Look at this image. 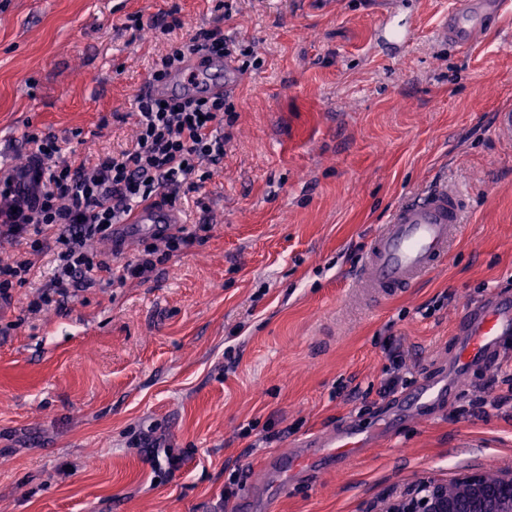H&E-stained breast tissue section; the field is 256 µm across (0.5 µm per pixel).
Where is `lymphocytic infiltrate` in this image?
<instances>
[{"label":"lymphocytic infiltrate","instance_id":"1","mask_svg":"<svg viewBox=\"0 0 512 512\" xmlns=\"http://www.w3.org/2000/svg\"><path fill=\"white\" fill-rule=\"evenodd\" d=\"M200 49L240 57L246 68L254 55L251 46L226 40L220 27L202 28L188 40L170 43L153 60L151 79L161 80ZM233 109L224 95L166 102L138 95L130 148L99 158L89 168L68 161L54 135L25 132L37 159L34 191L17 189L12 175L0 178V235L25 244L26 252L0 264V300L11 301L15 288L31 282L36 260L46 252L53 256L52 273L28 304L34 314L87 284L120 288L148 279L164 258L190 246L198 231L184 224L166 237L164 250L146 245L133 261L100 259L88 243L110 235L145 201L159 197L173 206L196 191L209 177L206 164L224 158L229 137L221 125Z\"/></svg>","mask_w":512,"mask_h":512}]
</instances>
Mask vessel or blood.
Masks as SVG:
<instances>
[{"label":"vessel or blood","instance_id":"vessel-or-blood-1","mask_svg":"<svg viewBox=\"0 0 512 512\" xmlns=\"http://www.w3.org/2000/svg\"><path fill=\"white\" fill-rule=\"evenodd\" d=\"M399 0H388L378 28L379 49L403 47L409 36L406 26L393 24ZM512 10V0H452L448 14L436 28V37L462 48H470L490 20ZM239 72L232 58L199 52L189 55L180 71L160 81L147 82L144 94L188 98L199 94L233 92ZM469 204L466 190L435 181L427 188L400 200L387 221L373 235L362 262L352 277V288L375 302H385L413 287L427 274L444 265L453 244L461 237ZM180 218L168 206L146 203L135 209L126 223L116 225L107 248H129L141 237L162 238L172 232ZM467 336L456 354V364L465 369L482 357L503 336L512 335V296L498 297L491 304L472 305L462 322ZM443 382H427L401 396V404L423 412L443 394ZM377 432L356 423H346L342 433L306 438L288 451L266 461L280 484L302 472L333 466L349 457Z\"/></svg>","mask_w":512,"mask_h":512}]
</instances>
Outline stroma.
I'll list each match as a JSON object with an SVG mask.
<instances>
[{
	"label": "stroma",
	"mask_w": 512,
	"mask_h": 512,
	"mask_svg": "<svg viewBox=\"0 0 512 512\" xmlns=\"http://www.w3.org/2000/svg\"><path fill=\"white\" fill-rule=\"evenodd\" d=\"M449 2L405 0L410 40L381 52V0H234L226 19L215 0H0L5 167L26 163V131L78 163L130 147L133 120L113 115L133 111L168 38L218 26L258 57L230 96L223 161L177 205L206 227L193 245L148 280L31 315L45 255L6 304L0 512H226L228 485L255 512H364L429 474L512 467V388L496 379L512 335L455 369L467 305L512 293V141L491 122L512 106V14L463 50L435 39ZM173 9L184 26L166 36ZM434 179L471 193L446 264L393 300H356L348 275L371 235ZM392 338L400 392L438 379L451 392L271 500L265 460L393 413ZM269 426L284 438L265 441Z\"/></svg>",
	"instance_id": "obj_1"
}]
</instances>
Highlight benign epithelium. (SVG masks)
Returning a JSON list of instances; mask_svg holds the SVG:
<instances>
[{"instance_id":"obj_1","label":"benign epithelium","mask_w":512,"mask_h":512,"mask_svg":"<svg viewBox=\"0 0 512 512\" xmlns=\"http://www.w3.org/2000/svg\"><path fill=\"white\" fill-rule=\"evenodd\" d=\"M365 512H512V468L479 470L451 481L424 478Z\"/></svg>"}]
</instances>
